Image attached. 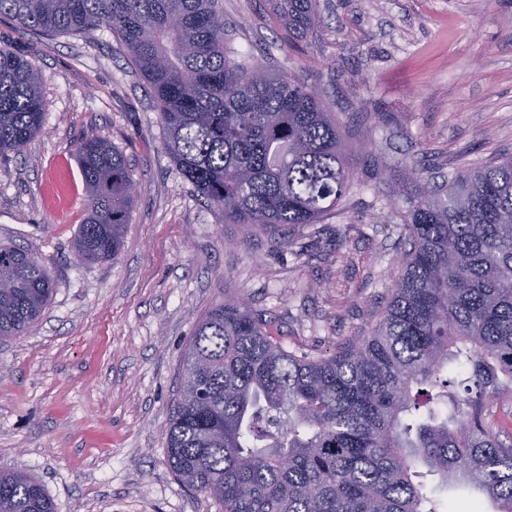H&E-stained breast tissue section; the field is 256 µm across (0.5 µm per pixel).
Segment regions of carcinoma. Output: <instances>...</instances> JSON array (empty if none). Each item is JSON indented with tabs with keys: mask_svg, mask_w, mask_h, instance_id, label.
<instances>
[{
	"mask_svg": "<svg viewBox=\"0 0 512 512\" xmlns=\"http://www.w3.org/2000/svg\"><path fill=\"white\" fill-rule=\"evenodd\" d=\"M273 11L291 35L320 22L318 0H273ZM0 16L33 33L115 32L179 174L231 224H316L353 185L336 113L228 51L219 0H0ZM44 123L38 72L0 47V157ZM78 154L87 207L72 248L110 260L137 188L110 143L87 139ZM400 168L404 254L371 334L328 358L298 356L233 298L196 325L167 462L222 512H453L426 473L512 512V444L487 421L512 381V157L444 185L418 164ZM53 293L33 253L0 243L1 341L22 335ZM0 512L54 506L31 475L1 470Z\"/></svg>",
	"mask_w": 512,
	"mask_h": 512,
	"instance_id": "obj_1",
	"label": "carcinoma"
}]
</instances>
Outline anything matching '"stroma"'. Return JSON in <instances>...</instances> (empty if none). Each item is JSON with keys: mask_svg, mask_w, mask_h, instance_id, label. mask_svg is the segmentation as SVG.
<instances>
[{"mask_svg": "<svg viewBox=\"0 0 512 512\" xmlns=\"http://www.w3.org/2000/svg\"><path fill=\"white\" fill-rule=\"evenodd\" d=\"M230 51L316 90L343 125L353 185L320 223L228 224L185 181L119 37L21 31L0 46L36 68L41 134L0 160V242L31 251L55 292L0 342V469L37 478L56 512H218L166 461L181 362L198 321L244 299L286 350L327 357L369 334L403 252L395 163L435 181L512 155V0H320L289 46L271 0H222ZM110 141L139 186L114 259L85 263L78 148Z\"/></svg>", "mask_w": 512, "mask_h": 512, "instance_id": "1", "label": "stroma"}]
</instances>
